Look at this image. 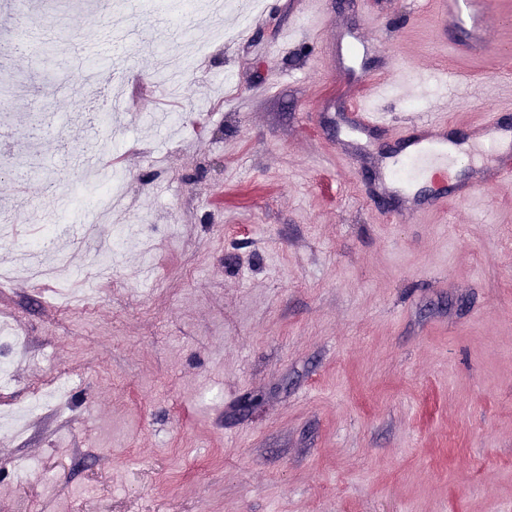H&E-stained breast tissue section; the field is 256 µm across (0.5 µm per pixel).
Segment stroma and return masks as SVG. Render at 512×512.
<instances>
[{
	"label": "stroma",
	"instance_id": "stroma-1",
	"mask_svg": "<svg viewBox=\"0 0 512 512\" xmlns=\"http://www.w3.org/2000/svg\"><path fill=\"white\" fill-rule=\"evenodd\" d=\"M32 2L99 59L45 78L41 41L8 53L0 0V318L21 340L0 410L71 384L0 438V512H512V186L396 223L345 122L361 66L390 74L406 56L422 83L447 69L484 86L447 107L467 133L512 81V0H491L479 57L431 43L414 0H326L320 28L303 0H265L249 21L213 20L192 65L178 44L193 17L166 0ZM348 28L371 59L340 43ZM167 60L174 96L154 89ZM134 89L138 117L85 121ZM430 103L371 101L389 121L375 149ZM80 156L126 171L124 220L149 227L103 276L74 238L97 192ZM46 224L60 268L37 283L22 245ZM63 288L96 289L94 305ZM33 458L42 471L17 479Z\"/></svg>",
	"mask_w": 512,
	"mask_h": 512
}]
</instances>
